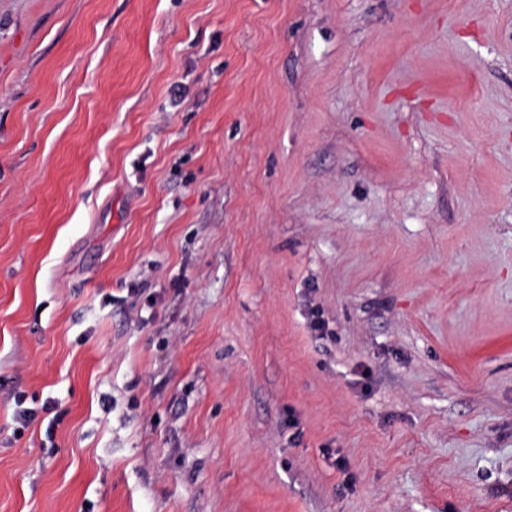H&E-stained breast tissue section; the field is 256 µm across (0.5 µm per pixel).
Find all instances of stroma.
Wrapping results in <instances>:
<instances>
[{"label":"stroma","mask_w":512,"mask_h":512,"mask_svg":"<svg viewBox=\"0 0 512 512\" xmlns=\"http://www.w3.org/2000/svg\"><path fill=\"white\" fill-rule=\"evenodd\" d=\"M0 512H512V0H0Z\"/></svg>","instance_id":"1"}]
</instances>
